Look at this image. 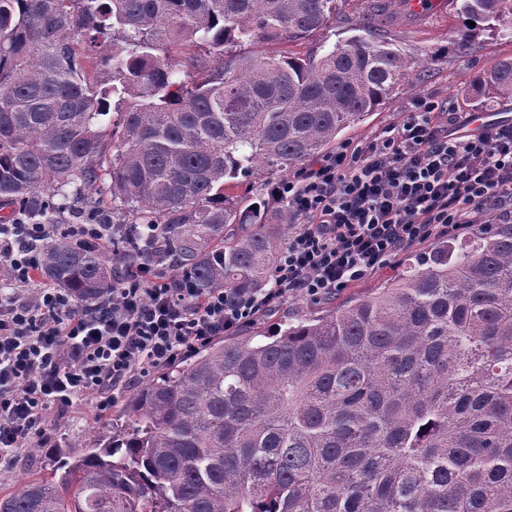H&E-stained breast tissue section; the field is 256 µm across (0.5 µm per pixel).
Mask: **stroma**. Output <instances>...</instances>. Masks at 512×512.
<instances>
[{
  "label": "stroma",
  "mask_w": 512,
  "mask_h": 512,
  "mask_svg": "<svg viewBox=\"0 0 512 512\" xmlns=\"http://www.w3.org/2000/svg\"><path fill=\"white\" fill-rule=\"evenodd\" d=\"M459 9L458 0H427L423 12L412 13L396 22L379 24L377 33L385 40L402 46L413 55L435 52L439 58L426 64L424 72L413 77L406 91L393 95L363 122L344 130L337 140L338 145H362L372 140L384 128L405 118L412 103L418 99L445 100L455 111H471L465 89L472 76L500 61L512 59V38L482 32L475 37L467 54L449 51L450 42L466 28V17L460 14ZM94 210L102 218L111 219L109 184H101L94 190L74 192L66 200L58 221L72 224L77 216ZM423 252L420 246L407 251L405 256L382 267L373 276L338 291L331 300L313 302L300 297L290 299L279 308L242 326L241 331L245 334L267 331L288 321L323 315L330 307L367 295L390 282L401 273L408 259ZM140 387L137 381L128 385L110 411L101 417L95 416L89 398H82L63 419L54 423L53 440L56 446L68 448L72 455L79 456L95 445L109 442L126 426L127 401ZM53 465L54 461L48 453L37 448L26 449L11 469L0 472V492H13L35 473L48 472Z\"/></svg>",
  "instance_id": "stroma-1"
}]
</instances>
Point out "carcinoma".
<instances>
[{"label": "carcinoma", "instance_id": "carcinoma-1", "mask_svg": "<svg viewBox=\"0 0 512 512\" xmlns=\"http://www.w3.org/2000/svg\"><path fill=\"white\" fill-rule=\"evenodd\" d=\"M340 0H0V207L52 220L67 187L111 178L118 269L177 268L200 293L271 280L291 215L227 195L323 155L410 84L419 59L374 35L288 45ZM399 20L407 0L372 7ZM512 36V0H461ZM264 53L240 48L255 42ZM109 70L97 71L98 49ZM214 65L197 66V53ZM512 98V60L477 73ZM121 131L109 132L110 108ZM138 224H160L147 242ZM41 274L79 303L112 287L102 250L60 237ZM101 451L61 458L0 512H512V222L445 238L384 288L268 336L213 342L126 404Z\"/></svg>", "mask_w": 512, "mask_h": 512}]
</instances>
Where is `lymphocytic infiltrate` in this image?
Listing matches in <instances>:
<instances>
[{"label": "lymphocytic infiltrate", "instance_id": "1", "mask_svg": "<svg viewBox=\"0 0 512 512\" xmlns=\"http://www.w3.org/2000/svg\"><path fill=\"white\" fill-rule=\"evenodd\" d=\"M432 99L363 145L342 146L277 196L293 227L266 287L232 298L197 293L147 266L113 282L92 307L39 277L46 245L66 235L111 241L108 224L0 225V468L47 447L52 424L84 395L96 415L120 392L219 336L301 296L318 302L433 237L512 222V120L472 127Z\"/></svg>", "mask_w": 512, "mask_h": 512}]
</instances>
